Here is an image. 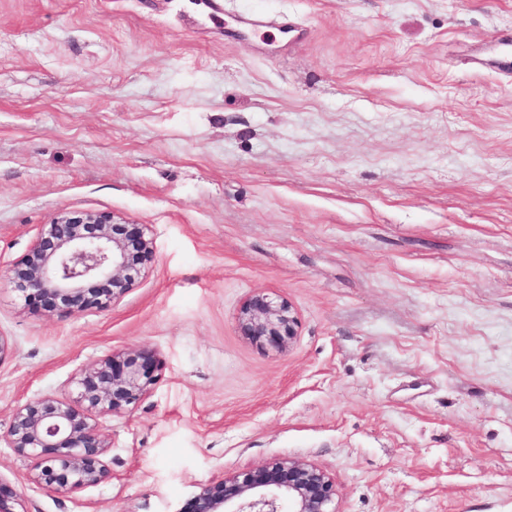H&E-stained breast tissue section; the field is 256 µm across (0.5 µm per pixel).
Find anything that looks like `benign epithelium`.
<instances>
[{
	"mask_svg": "<svg viewBox=\"0 0 512 512\" xmlns=\"http://www.w3.org/2000/svg\"><path fill=\"white\" fill-rule=\"evenodd\" d=\"M153 252L144 224H123L106 212H62L42 225L5 281L29 306L76 316L123 297ZM237 327L251 342L283 352L297 336L298 316L286 299L255 293L242 303ZM156 370L148 350L116 352L75 376L70 393L17 406L0 442L30 462L31 480L48 492L98 485L110 472L96 417L135 406ZM335 496L324 470L284 458L202 485L183 512H335Z\"/></svg>",
	"mask_w": 512,
	"mask_h": 512,
	"instance_id": "obj_1",
	"label": "benign epithelium"
}]
</instances>
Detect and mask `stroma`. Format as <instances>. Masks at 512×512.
<instances>
[{"instance_id":"35a3bbf8","label":"stroma","mask_w":512,"mask_h":512,"mask_svg":"<svg viewBox=\"0 0 512 512\" xmlns=\"http://www.w3.org/2000/svg\"><path fill=\"white\" fill-rule=\"evenodd\" d=\"M0 0V273L63 211L146 225L120 300L61 317L0 281V434L115 352L158 379L100 420L110 477L21 512H181L277 458L336 512H512V0ZM264 13L293 41L247 32ZM256 292L284 352L241 336ZM237 327L241 335L251 342L283 352L297 335L298 316L286 299L255 293L242 303Z\"/></svg>"}]
</instances>
